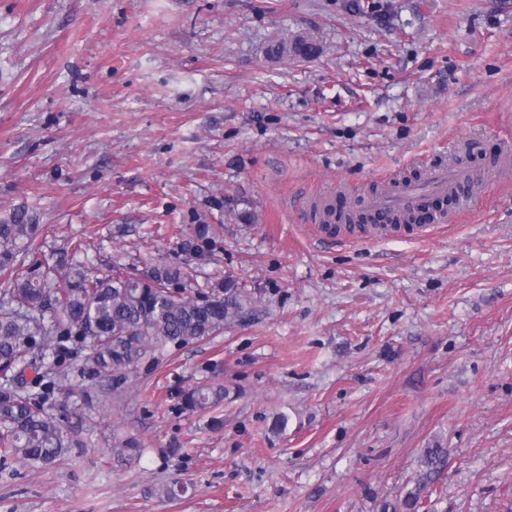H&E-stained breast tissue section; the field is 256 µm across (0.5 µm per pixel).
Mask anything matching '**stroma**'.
Returning <instances> with one entry per match:
<instances>
[{"instance_id": "stroma-1", "label": "stroma", "mask_w": 512, "mask_h": 512, "mask_svg": "<svg viewBox=\"0 0 512 512\" xmlns=\"http://www.w3.org/2000/svg\"><path fill=\"white\" fill-rule=\"evenodd\" d=\"M300 37L312 57L269 54ZM509 152L512 0H0V212H38L40 260L187 264L190 292L230 275L255 299L100 381L87 447L8 460L0 512H382L436 446L419 512H512V182L425 236L326 244L311 208ZM207 382L217 432L179 405ZM213 229L210 224H196L183 248L195 258H202L208 254L212 242Z\"/></svg>"}]
</instances>
